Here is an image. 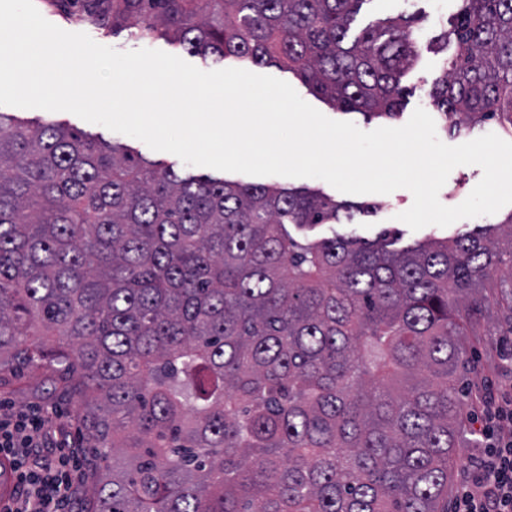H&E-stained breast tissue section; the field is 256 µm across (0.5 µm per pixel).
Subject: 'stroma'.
I'll return each instance as SVG.
<instances>
[{
  "label": "stroma",
  "mask_w": 512,
  "mask_h": 512,
  "mask_svg": "<svg viewBox=\"0 0 512 512\" xmlns=\"http://www.w3.org/2000/svg\"><path fill=\"white\" fill-rule=\"evenodd\" d=\"M34 3L46 20L65 31L85 33L95 42L119 51H133L137 48L126 24H113L110 0H34ZM408 8L427 14L428 20L422 24L420 33L422 41L428 46L434 44L441 30L447 27L459 8V0H370L357 15L353 28L357 31L361 30L375 18L394 15ZM435 61V56L427 50L407 74L404 84L408 89V95L405 99V107L395 121L396 126L406 124L416 108L427 107L428 91L432 82L440 74ZM258 72L288 82L304 101L330 119L352 122L364 131H371L384 125L383 120L370 121L361 113L345 112L331 107L321 98L311 94L299 78L288 73L281 65H263L259 67ZM11 113L19 120L26 122L65 123L83 132L89 138L126 144L153 160L170 163L175 159L174 154L152 150L138 139L86 122L69 112L15 107L12 108ZM267 181L287 188L319 189L339 201L349 199L355 203L364 202L374 205L375 210L372 215L363 217L360 224L318 225L313 230L314 236L317 237L334 233L345 235L352 232L372 240L379 234L390 231L400 233L403 244L408 245L429 236L436 238L453 236L472 230L478 225L496 223L512 214V206L508 205L493 215L461 219L447 227L429 225L414 231L398 219L399 213L409 209L413 203V195L407 189L401 188L389 194L348 196L336 191L330 184L318 178L271 175L268 176ZM487 295L490 312L477 327V335L469 354L477 370L468 375L466 382L469 391L480 389L498 394L512 391V367L507 366L502 360L503 355L512 353V305L501 296L499 289H490ZM53 377V371L45 366L2 371L0 372V400L11 402L19 409L32 403L57 405L61 409L59 422L62 427L72 437H79L81 420L74 412L70 398L51 393L50 383Z\"/></svg>",
  "instance_id": "1"
}]
</instances>
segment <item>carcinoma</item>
Segmentation results:
<instances>
[{"instance_id": "obj_1", "label": "carcinoma", "mask_w": 512, "mask_h": 512, "mask_svg": "<svg viewBox=\"0 0 512 512\" xmlns=\"http://www.w3.org/2000/svg\"><path fill=\"white\" fill-rule=\"evenodd\" d=\"M369 2L112 0V23L282 62L332 106L395 119L422 18L348 41ZM460 2L430 106L511 134L512 0ZM367 209L0 112V370L54 366L65 394L92 393V512H448L468 329L512 267V214L505 243L494 224L402 247L287 228Z\"/></svg>"}]
</instances>
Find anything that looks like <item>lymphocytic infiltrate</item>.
Instances as JSON below:
<instances>
[{"mask_svg":"<svg viewBox=\"0 0 512 512\" xmlns=\"http://www.w3.org/2000/svg\"><path fill=\"white\" fill-rule=\"evenodd\" d=\"M481 404L472 425L486 445L475 476L457 491L455 512H512V440H495L490 428L512 422V395H485ZM58 419L51 406L14 417L0 411V458L10 460L15 475L7 512H75L93 465L83 449L55 438Z\"/></svg>","mask_w":512,"mask_h":512,"instance_id":"f902f5d3","label":"lymphocytic infiltrate"}]
</instances>
